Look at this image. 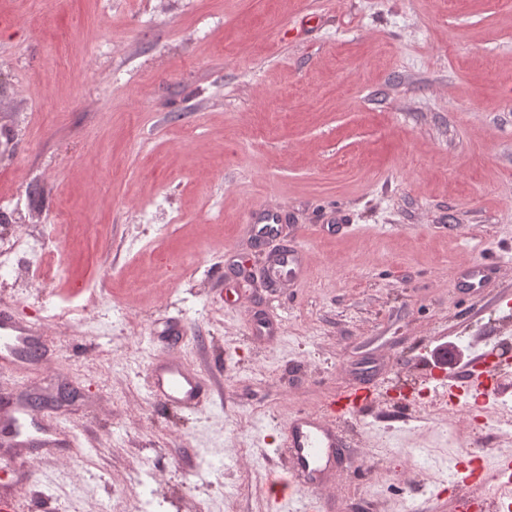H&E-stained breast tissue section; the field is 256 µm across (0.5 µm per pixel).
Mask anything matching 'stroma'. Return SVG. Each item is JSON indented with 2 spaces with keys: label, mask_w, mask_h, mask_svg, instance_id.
Wrapping results in <instances>:
<instances>
[{
  "label": "stroma",
  "mask_w": 512,
  "mask_h": 512,
  "mask_svg": "<svg viewBox=\"0 0 512 512\" xmlns=\"http://www.w3.org/2000/svg\"><path fill=\"white\" fill-rule=\"evenodd\" d=\"M60 207L41 269L0 268L51 347L0 399L71 437L0 471L23 512H293L265 490L281 424L357 381L323 512H458L449 458L512 454L473 422L512 405V0H0V239ZM289 244L305 276L269 288ZM479 258L494 288L459 294ZM448 344L501 385L451 416ZM167 355L212 389L194 411L151 397ZM247 231L254 237L270 238L278 233V224H281V214L278 210L262 209L250 215ZM365 389L363 385H355L347 388L343 394H341L336 401V403H339L336 411L340 416L353 414L356 411H360L363 406L369 405L371 399L367 394L363 393Z\"/></svg>",
  "instance_id": "1"
}]
</instances>
